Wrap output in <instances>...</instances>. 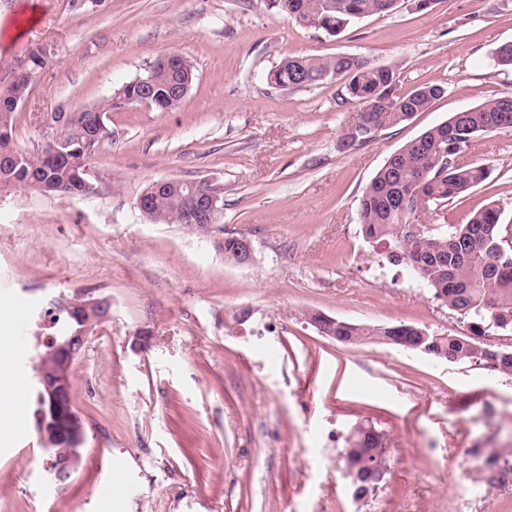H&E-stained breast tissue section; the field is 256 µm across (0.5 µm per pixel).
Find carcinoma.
<instances>
[{
	"mask_svg": "<svg viewBox=\"0 0 512 512\" xmlns=\"http://www.w3.org/2000/svg\"><path fill=\"white\" fill-rule=\"evenodd\" d=\"M398 0H278L271 10L292 19L301 28L317 29L335 36L353 21L374 14H387ZM494 66L512 69V41L497 45L491 54ZM194 75L185 58L172 61L157 72L150 92L153 109L172 112L184 97L179 87ZM343 82V101L367 109L364 122L385 130L408 121L416 112L427 110L441 97L443 86L424 83L408 94H400L395 71L375 66L355 56L310 55L283 59L267 76L268 82L288 90L300 83ZM125 107L111 97L101 104L78 112L57 113L55 134L63 142V152L38 147L33 150L14 141L16 111L0 106V194L25 185L43 195L80 196L88 182L84 151L88 137L97 130L98 116L120 112ZM512 128V94L488 100L470 112H456L447 121L425 131L391 155L363 191L360 226L369 243L388 244L385 260L392 266H407L430 290L433 299L463 316L472 324L475 336L419 333L410 324L370 325L336 320L340 343L356 345L380 343L406 351L426 347L429 356L457 363L473 364L490 372L512 376V345L497 346L481 338L512 330V248L502 241L506 234L499 208L491 204L474 212L464 224H434L418 234L408 232L414 217L403 213L397 203L404 197L422 194L435 207H446L456 198L483 184L490 176L483 164L459 161L472 139L485 132ZM189 189L171 187L150 195L155 224H179L193 234L199 228L186 221ZM76 306L54 318L55 336L63 340L78 329L99 325V315H82ZM63 369L54 356L39 352L35 373L50 374ZM74 425L66 408L59 407L46 436L55 450L70 448ZM344 475L353 497L366 502L383 482L381 469L387 468L383 435L374 428L359 426L343 456Z\"/></svg>",
	"mask_w": 512,
	"mask_h": 512,
	"instance_id": "cac0c4a2",
	"label": "carcinoma"
}]
</instances>
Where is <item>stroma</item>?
I'll return each mask as SVG.
<instances>
[{"mask_svg": "<svg viewBox=\"0 0 512 512\" xmlns=\"http://www.w3.org/2000/svg\"><path fill=\"white\" fill-rule=\"evenodd\" d=\"M399 0L331 36L297 27L263 0H0V94L35 47L50 51L18 113L15 139L41 145L47 114L105 101L160 56L190 60L195 81L173 112L111 113L90 161L87 197L0 196V386L35 385L56 296L111 302L74 367L85 423L81 462L50 484L34 426L0 416V512H512V376L378 344L322 336L308 313L471 335L386 247L364 241L359 202L386 160L457 111L512 93L491 65L512 40V0ZM353 55L395 70L400 92L444 96L361 146L341 140L359 106L341 82L280 90L287 57ZM490 178L444 209L449 223L493 202L512 224V129L474 138ZM209 180L220 225L247 236L252 264L205 238L151 223L136 206L162 179ZM251 313L237 321L240 310ZM147 347H138L140 333ZM388 443L383 487L356 507L341 453L354 427Z\"/></svg>", "mask_w": 512, "mask_h": 512, "instance_id": "35a3bbf8", "label": "stroma"}]
</instances>
